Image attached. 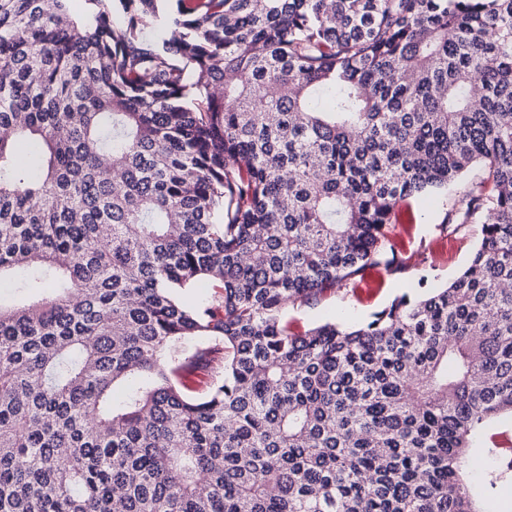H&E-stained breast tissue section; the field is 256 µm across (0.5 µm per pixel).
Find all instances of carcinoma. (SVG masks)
Masks as SVG:
<instances>
[{
    "mask_svg": "<svg viewBox=\"0 0 512 512\" xmlns=\"http://www.w3.org/2000/svg\"><path fill=\"white\" fill-rule=\"evenodd\" d=\"M70 2L0 0V512H512V0ZM476 163L453 281L292 329Z\"/></svg>",
    "mask_w": 512,
    "mask_h": 512,
    "instance_id": "obj_1",
    "label": "carcinoma"
}]
</instances>
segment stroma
<instances>
[{"label": "stroma", "instance_id": "obj_1", "mask_svg": "<svg viewBox=\"0 0 512 512\" xmlns=\"http://www.w3.org/2000/svg\"><path fill=\"white\" fill-rule=\"evenodd\" d=\"M481 175V167H473L446 191L404 201L397 223L387 227L400 253L401 268L367 270L362 280L331 291L313 305L289 310V321L300 330L335 320L360 325L397 296L423 297L446 286L468 265L480 244V232L478 225L471 224L454 235L445 231L444 224L467 183Z\"/></svg>", "mask_w": 512, "mask_h": 512}]
</instances>
